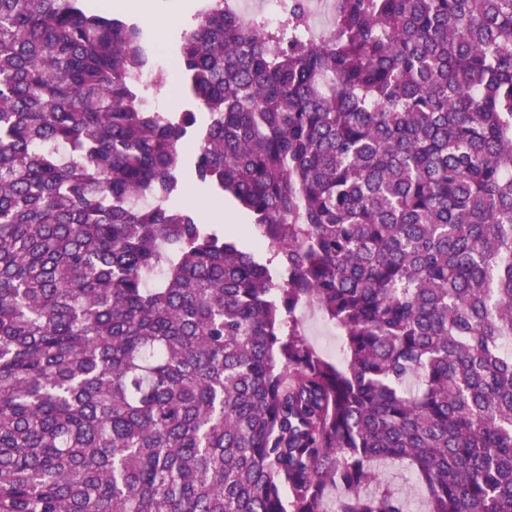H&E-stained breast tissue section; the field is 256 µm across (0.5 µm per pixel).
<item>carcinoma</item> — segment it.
I'll return each instance as SVG.
<instances>
[{
  "label": "carcinoma",
  "mask_w": 512,
  "mask_h": 512,
  "mask_svg": "<svg viewBox=\"0 0 512 512\" xmlns=\"http://www.w3.org/2000/svg\"><path fill=\"white\" fill-rule=\"evenodd\" d=\"M0 0V512H512V0ZM195 171L265 253L170 204ZM338 329L325 359L297 310ZM123 2H117L114 7L117 9H128L134 11L122 12L112 8L114 14L123 15L134 19L139 23L144 31V35L147 42L159 41V34H163V43L166 45L169 56L171 58V52L175 49L174 47L180 41L181 35L186 29H189L194 21L195 15L198 13L199 8L202 6L204 0H152L157 5L160 12H167L172 9L173 4H182V15L177 24L168 27L170 18L159 16L152 4L145 2L146 0H118ZM137 11V12H136ZM142 13L145 18L152 23V25L144 20ZM112 13V14H113ZM173 86H179L180 90V97L176 101H172L170 98V90ZM140 90L148 105L156 111L182 112L185 109H190L197 112L198 124L204 125L208 122V112L189 93L186 82L180 73L177 78L168 76L166 81L162 83L160 90H156L154 85L141 86ZM160 103L162 111L154 107L155 104L159 105ZM379 474L383 486L399 492H413L416 495V499L412 503L416 502L417 499L423 503V492L414 486L413 476L407 473L399 462L393 461L392 466L385 465L383 473Z\"/></svg>",
  "instance_id": "cac0c4a2"
}]
</instances>
